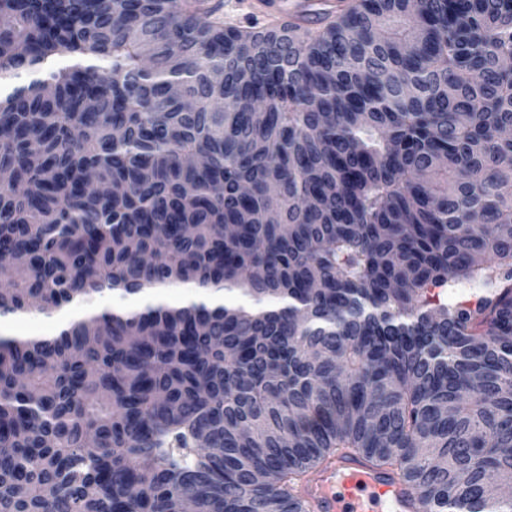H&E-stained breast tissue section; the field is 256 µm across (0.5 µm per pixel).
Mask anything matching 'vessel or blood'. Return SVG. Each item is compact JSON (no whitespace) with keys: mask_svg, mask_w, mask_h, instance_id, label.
<instances>
[{"mask_svg":"<svg viewBox=\"0 0 512 512\" xmlns=\"http://www.w3.org/2000/svg\"><path fill=\"white\" fill-rule=\"evenodd\" d=\"M301 495L313 512H424L418 492L389 469L340 454L307 478Z\"/></svg>","mask_w":512,"mask_h":512,"instance_id":"vessel-or-blood-1","label":"vessel or blood"}]
</instances>
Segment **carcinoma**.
I'll use <instances>...</instances> for the list:
<instances>
[{"instance_id": "cac0c4a2", "label": "carcinoma", "mask_w": 512, "mask_h": 512, "mask_svg": "<svg viewBox=\"0 0 512 512\" xmlns=\"http://www.w3.org/2000/svg\"><path fill=\"white\" fill-rule=\"evenodd\" d=\"M509 56L512 0L265 33L194 0H0V318L254 301L0 334V512H310L340 453L426 512H512ZM216 72L262 118L212 109Z\"/></svg>"}]
</instances>
